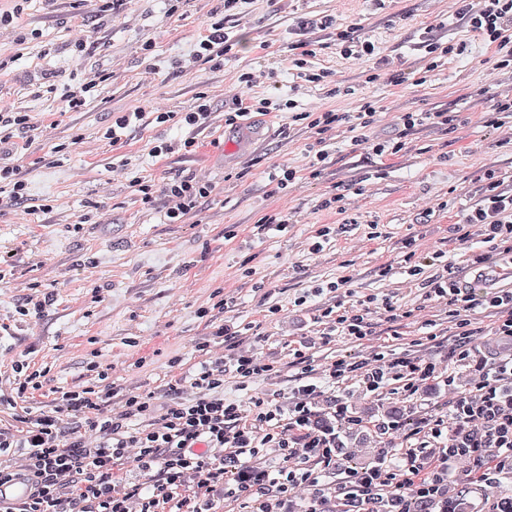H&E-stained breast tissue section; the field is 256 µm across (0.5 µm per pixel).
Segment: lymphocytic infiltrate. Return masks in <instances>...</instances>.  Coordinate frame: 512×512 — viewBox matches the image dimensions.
Segmentation results:
<instances>
[{
    "instance_id": "f902f5d3",
    "label": "lymphocytic infiltrate",
    "mask_w": 512,
    "mask_h": 512,
    "mask_svg": "<svg viewBox=\"0 0 512 512\" xmlns=\"http://www.w3.org/2000/svg\"><path fill=\"white\" fill-rule=\"evenodd\" d=\"M454 16L466 21L471 31L498 54L496 66L512 71V0H455ZM331 16L299 17L300 39L289 43L297 76L308 83H321L328 70L312 65L316 52L306 35L311 30L334 28ZM296 100L283 103L269 98L232 99L224 113L225 124L234 126L248 115L291 110V119L303 122L317 138L309 147L304 170L275 165L268 174L270 184L283 190L300 173L316 177L328 157L326 135L336 126L347 125L355 145L375 155H395L404 141L373 139L369 132L378 108L363 102L352 112L332 109L297 111ZM29 116L21 111L0 110V185L8 191L11 204L26 202L29 187L11 155L23 154L31 142L26 132ZM216 190L214 183L184 177L165 183L168 223H182L201 200ZM462 223L477 226L483 241L494 243L502 257L512 259V189L502 188L491 178L480 189L476 207L463 213ZM434 296L446 299L448 314L456 320L457 339L448 352V365L455 368L472 362L484 369L485 377L472 395L459 396L453 413L439 415L433 432L442 435L449 424L465 426L466 432L448 445L436 448L429 457L408 449L395 463H380L362 469L354 480L336 486L346 502V512H368L366 505L384 488L396 486L417 496L442 495L444 478L451 465L462 459L475 466L467 478V490L481 488L489 471L512 473V289L483 288L478 282H461L451 265L428 282ZM490 308L497 315L495 332L501 347L493 358L480 357L469 342L468 322L463 312ZM232 367L242 382L268 371V364L253 355L236 353L228 363H202L193 374L197 396L180 400L158 410L153 395L127 396L122 411L112 412V388L75 386L62 392L59 403L49 412L33 417L18 414L24 434L0 428V487L18 480L25 482L27 497L16 503L0 504V512H212L215 498L231 492L244 499L249 512H274L285 504L294 490H311L314 501L324 499L323 469L331 464L336 446L332 429L311 425L312 411L307 399L319 386L305 383L295 387L297 401L251 397L249 403L224 396V369ZM434 363L424 364L396 357L375 365L338 359L327 377L339 381L359 378L366 391L375 393L393 378H405L411 389L435 378ZM144 418V426L129 429L131 418ZM266 426L262 440H255L253 428ZM272 450L280 458L277 469L240 463L238 452L259 448ZM26 451L22 468L9 462L13 449ZM136 449L134 462L148 477L147 483L118 484L115 469L124 463L128 449Z\"/></svg>"
}]
</instances>
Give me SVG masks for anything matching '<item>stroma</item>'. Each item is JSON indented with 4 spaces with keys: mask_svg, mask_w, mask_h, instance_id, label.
Segmentation results:
<instances>
[{
    "mask_svg": "<svg viewBox=\"0 0 512 512\" xmlns=\"http://www.w3.org/2000/svg\"><path fill=\"white\" fill-rule=\"evenodd\" d=\"M223 10L224 0H181L174 9L168 0H119L107 12L98 0H26L20 21L0 29V60L7 63L0 108L31 118L32 145L13 162L34 208L27 215L0 203V252L12 257V276L0 285V395L17 381L14 360L45 369L42 389L25 401L32 414L52 409L59 392L88 384L97 368L108 373L116 411L134 393H154L161 406L190 398L199 363L225 362L239 351L272 367L244 390L225 373V397L239 400L265 394L285 401L302 373L318 379L345 356L371 363L392 353L448 367L455 325L426 282L442 270L433 261L439 253L458 277L473 280L457 223L477 203L486 171L512 189V142L486 126L494 118L512 130L511 114L489 112L491 96L512 95V72L496 71L493 49L452 20L453 0H247L224 21L237 41L233 55L217 64L193 61L196 38ZM306 14L336 21L309 35L318 48L314 65L331 72L326 84L298 85L289 64L288 45ZM347 27L375 44V56L341 55L336 32ZM430 38L464 42L468 50L445 58L424 85L393 83L392 75L423 66ZM81 41L86 50L78 49ZM250 68L274 72L250 95L292 97L303 110L378 102L384 111L372 137L404 136V150L374 155L339 127L317 179L271 193L270 167L301 164L314 134L284 112L225 125L224 92ZM92 79L97 85L85 105L65 111L67 96ZM333 86L340 95L329 96ZM202 95L210 117L199 128L150 119L157 111H195ZM135 108L143 120L119 142L104 139L113 114ZM442 109L458 113L455 132L420 126L405 133L397 124L399 113ZM189 136L198 140L197 152L154 156L160 142ZM192 174L217 190L180 224L167 223L163 198L143 204L134 187ZM333 195L343 196L346 214L323 208ZM280 210L289 218L286 232L258 228L263 214ZM347 215L353 224H344ZM341 224L344 233L312 251L317 230ZM373 226L379 238L369 237ZM46 292L54 293L53 305L37 317L20 315L26 299ZM371 297L390 301L400 319L380 309L368 316L371 336H337L326 310ZM221 326L234 338L215 337ZM204 340L207 350H197ZM476 379L463 367L451 388L433 381L413 393L397 379L375 394L350 380L325 388L314 410L329 418L346 403L370 432L379 406L402 407L405 423L385 435L386 452L396 458L428 441L430 416L445 413Z\"/></svg>",
    "mask_w": 512,
    "mask_h": 512,
    "instance_id": "obj_1",
    "label": "stroma"
}]
</instances>
